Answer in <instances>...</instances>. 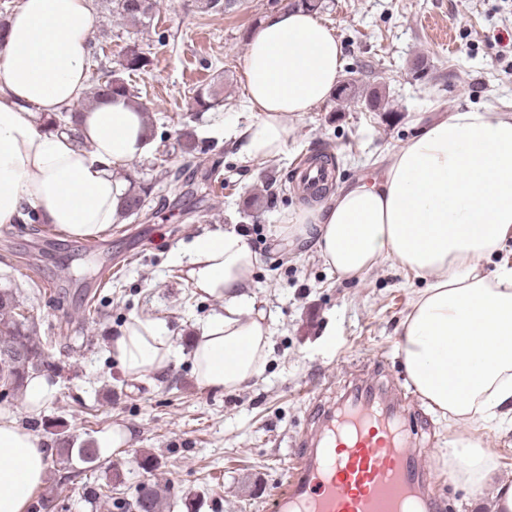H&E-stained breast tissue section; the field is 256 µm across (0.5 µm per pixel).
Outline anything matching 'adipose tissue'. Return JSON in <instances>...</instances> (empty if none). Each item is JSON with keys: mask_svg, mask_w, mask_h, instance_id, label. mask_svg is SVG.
Masks as SVG:
<instances>
[{"mask_svg": "<svg viewBox=\"0 0 512 512\" xmlns=\"http://www.w3.org/2000/svg\"><path fill=\"white\" fill-rule=\"evenodd\" d=\"M95 27L90 0H23L0 36V225L36 211L67 238L95 240L117 223L124 173L153 148L137 102L103 96L74 132L45 120L88 98ZM342 49L313 14L288 7L250 34L241 59L252 120L238 133L250 160L282 154L294 118L332 95ZM339 276L361 279L389 261L423 281L397 337L420 400L447 420L442 458L454 483L492 512H512V483L477 424H512V113L448 111L418 127L383 172L336 189L290 220ZM197 293L221 301L193 342L198 384L234 392L259 379L271 342L248 274L257 256L235 229L195 236L173 255ZM134 381L164 371L174 347L162 326L135 318L110 343ZM40 439L0 419V512H26L47 473Z\"/></svg>", "mask_w": 512, "mask_h": 512, "instance_id": "adipose-tissue-1", "label": "adipose tissue"}]
</instances>
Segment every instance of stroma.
I'll list each match as a JSON object with an SVG mask.
<instances>
[{
  "label": "stroma",
  "instance_id": "1",
  "mask_svg": "<svg viewBox=\"0 0 512 512\" xmlns=\"http://www.w3.org/2000/svg\"><path fill=\"white\" fill-rule=\"evenodd\" d=\"M91 5L97 25L90 74L118 69L128 46L150 51L148 71L126 81L155 132L168 138L164 157L150 153L128 168L155 184L150 222L126 219L96 241L65 239L46 225L36 236L0 226V289H13L39 322V338L57 365L48 376L53 392L36 411L25 406L24 393L0 399V416L50 451L49 478L36 497L49 498L51 512H116L111 500L92 504L84 495L114 466L122 497L151 483L171 512H186L188 499L196 512H267L291 454L312 429L315 406L339 404L346 382L360 375L397 390L415 437L431 443V493L444 512H472L439 460L446 423L415 394L396 346L419 280L388 262L364 280L340 278L312 242L279 229L304 204L288 180L304 156L332 153L334 186H349L377 175L382 158L413 136L415 120H430L436 109L512 107V0H327L319 18L342 45L344 78L361 91L386 92L389 109L371 112L364 102L329 98L294 120L283 154L258 162L241 155L237 138L251 118L242 106L240 60L249 32L270 13L268 0L208 13L196 0H160L147 26L110 14L106 0ZM217 81L224 84L221 105L196 111V90ZM187 121L211 144L208 155H183L178 132ZM165 166L193 171L183 197L155 183ZM204 178L210 187L202 191ZM255 195L263 208L249 207ZM230 227L257 255L249 280L273 331L262 381L234 393L196 383L193 340L224 308L193 293L171 259L195 235ZM136 317L160 321L176 355L163 373L134 382L109 344ZM116 426L129 439L96 463H66L52 453L58 429L76 445L94 446ZM147 453L154 459L148 470L140 465ZM69 470L74 479L60 482Z\"/></svg>",
  "mask_w": 512,
  "mask_h": 512
}]
</instances>
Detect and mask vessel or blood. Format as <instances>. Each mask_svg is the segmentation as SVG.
<instances>
[{"mask_svg": "<svg viewBox=\"0 0 512 512\" xmlns=\"http://www.w3.org/2000/svg\"><path fill=\"white\" fill-rule=\"evenodd\" d=\"M333 167L307 160L292 174L315 190ZM314 449L293 453L273 512H438L430 472L411 447V426L382 404L377 386L355 385L337 408L320 409Z\"/></svg>", "mask_w": 512, "mask_h": 512, "instance_id": "b4317fda", "label": "vessel or blood"}]
</instances>
